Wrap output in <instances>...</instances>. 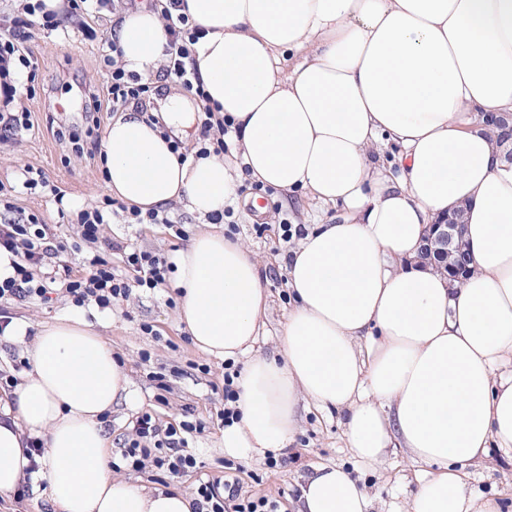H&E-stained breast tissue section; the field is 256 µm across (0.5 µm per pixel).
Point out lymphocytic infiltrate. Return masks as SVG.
<instances>
[{
  "label": "lymphocytic infiltrate",
  "mask_w": 512,
  "mask_h": 512,
  "mask_svg": "<svg viewBox=\"0 0 512 512\" xmlns=\"http://www.w3.org/2000/svg\"><path fill=\"white\" fill-rule=\"evenodd\" d=\"M168 3L170 9L164 14L168 32L166 52L170 57L166 74L197 96H204L199 74L189 65L193 47L204 32L182 13L181 0H168ZM110 4L111 0H63L62 6L52 8L47 0H28L24 15L11 18L6 33L0 34V98L7 102L15 98L16 71L36 69L29 48L36 31H67L68 27L82 23L84 16L106 10ZM101 49V59L108 71L107 82L104 95H92V102L107 98L116 112L142 105L150 87L119 64L122 51L117 39L103 38ZM231 128V120L223 113L204 108L195 145L197 155L223 156ZM15 210L10 198H0V248L15 256L12 275L0 279V303L10 305L46 298L50 287L38 272L48 265L55 268L72 302L78 306L92 301L105 309L112 302L129 297L133 288L166 287L172 266L164 256L124 239L101 241V228L112 217H120L125 224H161L179 239L185 235L184 229L168 214L118 206L106 195L80 208L75 215L80 240L87 247L82 264L76 269L65 260L67 247L58 241L50 225L34 213L16 216ZM116 257L121 260L117 266L112 263ZM202 431L201 422L191 419L189 414L164 422L145 411L136 417L120 454L132 468H141L149 461L170 478L178 479L195 471L197 460L190 445L194 435ZM195 494L194 512H278L276 499L245 496L234 478L201 482Z\"/></svg>",
  "instance_id": "obj_1"
}]
</instances>
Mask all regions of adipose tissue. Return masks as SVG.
Instances as JSON below:
<instances>
[{"label": "adipose tissue", "instance_id": "adipose-tissue-1", "mask_svg": "<svg viewBox=\"0 0 512 512\" xmlns=\"http://www.w3.org/2000/svg\"><path fill=\"white\" fill-rule=\"evenodd\" d=\"M205 35L192 64L207 100L159 82L146 111L128 108L102 138L106 188L128 207L178 203L200 217L236 194L216 156L192 146L203 104L229 116L253 181L342 206L288 258L294 306L283 358L255 354L267 307L258 264L216 231L177 253L178 315L194 344L247 357L240 419L224 451L285 447L305 397L345 409V436L367 464L404 448L424 467L409 512H499L466 493L463 465L512 455V163L479 114L512 113V0H184ZM166 0L124 12L125 70L168 63ZM297 60L281 68L285 52ZM399 148L400 173L381 158ZM466 205L472 271L460 283L417 263L429 224ZM33 362L0 397V492L41 484L60 512H192L176 489L113 477L100 417L128 394L111 347L81 321L27 333ZM46 448L28 472L26 442ZM346 470L322 465L298 512H370Z\"/></svg>", "mask_w": 512, "mask_h": 512}]
</instances>
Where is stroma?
<instances>
[{
  "mask_svg": "<svg viewBox=\"0 0 512 512\" xmlns=\"http://www.w3.org/2000/svg\"><path fill=\"white\" fill-rule=\"evenodd\" d=\"M116 14L105 11L86 18L87 31L69 28L67 33L36 32L32 49L38 59L34 94L19 91L20 109L32 112L34 130L11 141L0 142V191L11 195L19 210L39 213L46 223L55 225L59 237L75 239L77 229L57 212L50 198L23 189L18 175L21 168L34 166L45 171L50 181L65 191L66 208H80L94 203L106 194L101 159L90 158L77 149L74 140L58 139L48 124L51 118L76 123L82 110L81 94L85 88H99L105 83V67L100 59V40L110 33ZM84 137V128L75 130ZM241 191L227 223L237 225L240 240L256 260L262 286L267 297L263 327L255 345L269 358L281 357L282 337L288 311L293 305L288 287L285 256L288 243L282 239V223L293 225L304 220L326 218L330 212L306 196L287 202L277 189L267 191L266 203L255 208L258 196L250 181L240 180ZM267 225L263 236H256L252 227ZM105 238L124 237L138 246L168 258L185 249V240L170 236L160 224L128 226L120 223L104 225ZM179 297L173 288L156 290L133 289L129 299L115 302L101 310L93 306L74 307L61 284H54L50 300L32 299L7 308L14 322L27 325L29 331L71 317L83 320L100 335L123 365L129 379L130 397L113 406L101 418V426L109 439L111 450H118L127 432L128 423L138 412L154 410L162 420L169 421L184 411H191L205 424V430L194 438L192 446L198 468L178 482L148 465L140 470L123 467L117 477L150 488L175 487L194 494L199 480L223 476L225 467L236 468L244 491L268 495L280 502V512H297L298 497L306 479L316 467L337 464L349 471L357 486L372 499L371 512H405L418 487L416 465L403 448L388 449L381 461L368 465L353 457L344 434L343 412L324 409L310 402L297 407L298 429L287 448L277 454L287 457L286 466L271 469L265 457L234 458L224 452V424L219 418L224 408L222 358L197 348L178 318ZM152 325L154 335L143 333V325ZM150 353L149 363H142L141 353ZM207 372H200V365ZM162 376L169 389L165 402L156 389L155 376ZM468 488L473 494L498 500L501 512H512V458L495 451L481 464L467 467Z\"/></svg>",
  "mask_w": 512,
  "mask_h": 512,
  "instance_id": "obj_1",
  "label": "stroma"
}]
</instances>
